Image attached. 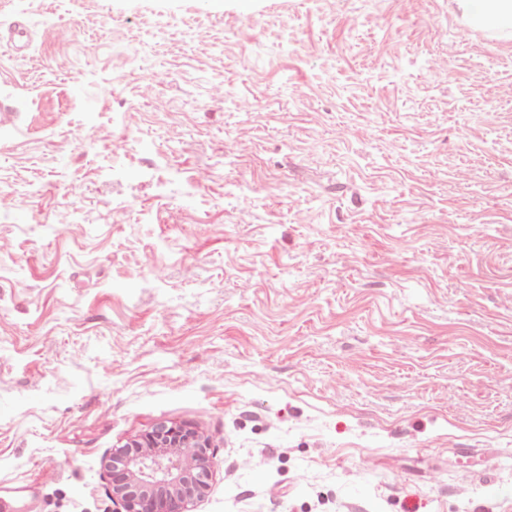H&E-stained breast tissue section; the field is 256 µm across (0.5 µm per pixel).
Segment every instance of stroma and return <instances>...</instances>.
<instances>
[{"instance_id": "35a3bbf8", "label": "stroma", "mask_w": 512, "mask_h": 512, "mask_svg": "<svg viewBox=\"0 0 512 512\" xmlns=\"http://www.w3.org/2000/svg\"><path fill=\"white\" fill-rule=\"evenodd\" d=\"M17 21L0 512H113L160 423L211 441L193 512H512V36L460 0Z\"/></svg>"}]
</instances>
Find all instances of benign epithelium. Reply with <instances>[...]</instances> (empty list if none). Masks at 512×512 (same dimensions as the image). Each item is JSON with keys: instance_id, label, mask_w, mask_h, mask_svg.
Returning <instances> with one entry per match:
<instances>
[{"instance_id": "benign-epithelium-1", "label": "benign epithelium", "mask_w": 512, "mask_h": 512, "mask_svg": "<svg viewBox=\"0 0 512 512\" xmlns=\"http://www.w3.org/2000/svg\"><path fill=\"white\" fill-rule=\"evenodd\" d=\"M197 449L185 457L181 449ZM212 465L210 442L198 432L160 424L142 440L115 449L106 465L112 500L120 512H192L205 497Z\"/></svg>"}]
</instances>
